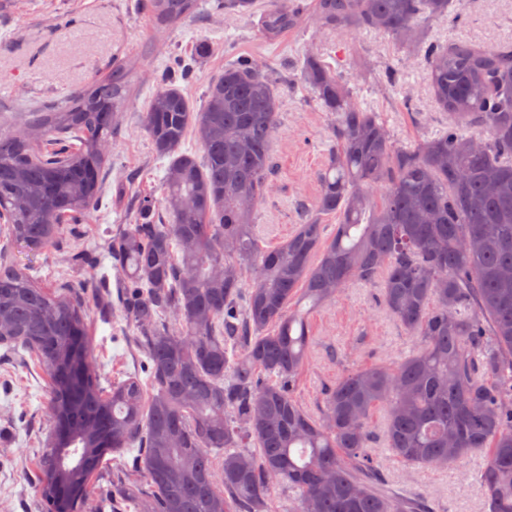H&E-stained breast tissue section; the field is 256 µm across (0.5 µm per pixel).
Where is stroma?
<instances>
[{"instance_id":"1","label":"stroma","mask_w":512,"mask_h":512,"mask_svg":"<svg viewBox=\"0 0 512 512\" xmlns=\"http://www.w3.org/2000/svg\"><path fill=\"white\" fill-rule=\"evenodd\" d=\"M266 2L256 0L249 18L225 11L224 0H200L195 17L163 29L141 0H0V112H30L70 98L115 61L134 76L130 103L119 113L107 148L96 207L77 223L65 225L63 244L34 257L12 253L14 264L29 269L40 287L51 290L68 280L120 294V275L107 244L120 225L131 222L136 196L163 199L161 180L168 161L156 156L141 115L172 62H192V79L183 92L197 110L208 85L230 62L261 61L275 84L280 98L271 144L275 172L254 214L263 250L292 235L301 206L315 203L318 175L331 145L330 113L311 101L300 82L286 80L304 47L317 49L324 62L361 87L398 142L413 143L447 124V113L434 108L424 65L406 47L376 32L342 39L332 32L320 34L308 24L271 40L257 29ZM463 12L464 24L435 22L433 38L444 44L470 40L512 47V0H464ZM390 68L402 71L397 88L375 91L376 76ZM308 323L315 344L295 394L314 414L323 388L347 370L388 365L417 347L381 307L377 288L359 283L311 310ZM129 333L118 302L91 320L92 365L109 380L123 381L143 370L141 359L124 342ZM50 398V379L32 358L0 355V512H38L36 457L49 429ZM371 453L393 492L427 497L436 512H482L474 478L478 458L444 469L409 470L382 445H374ZM140 479L132 452L112 456L87 489L86 512H136L144 491Z\"/></svg>"}]
</instances>
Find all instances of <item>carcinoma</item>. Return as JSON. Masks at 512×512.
I'll list each match as a JSON object with an SVG mask.
<instances>
[{
  "label": "carcinoma",
  "instance_id": "obj_1",
  "mask_svg": "<svg viewBox=\"0 0 512 512\" xmlns=\"http://www.w3.org/2000/svg\"><path fill=\"white\" fill-rule=\"evenodd\" d=\"M198 3L145 0L165 25ZM451 4L313 0L320 31H376L420 59L448 127L396 142L350 80L306 49L294 69L336 120L315 208L272 250L259 249L254 228L280 108L263 66L224 67L197 112L177 85L191 69L161 76L142 122L170 158L164 207L137 197L135 222L109 243L149 387L90 369L81 288L49 293L29 271L0 265V345L34 355L52 383L41 512H57L63 489L66 512H82L106 455L133 448L147 485L138 512H268L276 487L294 493L293 512H430L387 489L368 451L378 409L380 439L402 463L446 468L479 454L483 512H512V50L429 39L434 21H460ZM302 22L301 4L268 0L257 27L275 39ZM131 87L114 63L88 89L26 113L22 130L0 129L6 242L40 254L95 207ZM190 131L200 158L180 152ZM334 212L325 242L319 215ZM352 282L380 288L418 349L345 372L314 416L294 396L314 338L289 303L299 294L321 305ZM66 448L79 456L72 469Z\"/></svg>",
  "mask_w": 512,
  "mask_h": 512
}]
</instances>
